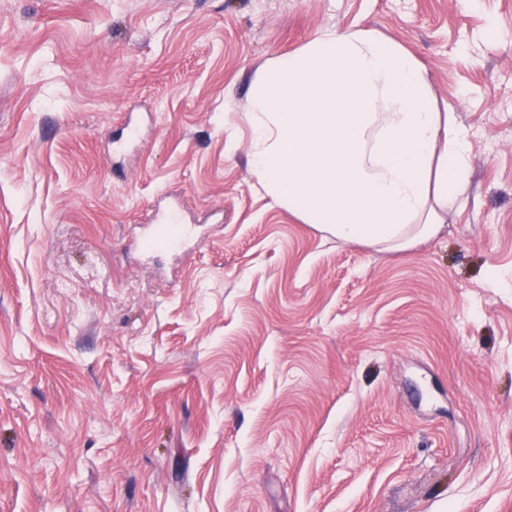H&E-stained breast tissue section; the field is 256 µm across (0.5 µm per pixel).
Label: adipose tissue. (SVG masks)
I'll return each instance as SVG.
<instances>
[{"label":"adipose tissue","mask_w":512,"mask_h":512,"mask_svg":"<svg viewBox=\"0 0 512 512\" xmlns=\"http://www.w3.org/2000/svg\"><path fill=\"white\" fill-rule=\"evenodd\" d=\"M247 106L252 175L336 240L402 251L463 200L471 135L442 123L398 42L322 29L256 71Z\"/></svg>","instance_id":"ef3b65f1"}]
</instances>
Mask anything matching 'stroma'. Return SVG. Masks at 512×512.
I'll return each instance as SVG.
<instances>
[{
	"mask_svg": "<svg viewBox=\"0 0 512 512\" xmlns=\"http://www.w3.org/2000/svg\"><path fill=\"white\" fill-rule=\"evenodd\" d=\"M491 26L512 0H0V512H512ZM325 27L401 43L471 133L463 205L408 250L248 173L253 74ZM158 207L186 249L141 247Z\"/></svg>",
	"mask_w": 512,
	"mask_h": 512,
	"instance_id": "stroma-1",
	"label": "stroma"
}]
</instances>
